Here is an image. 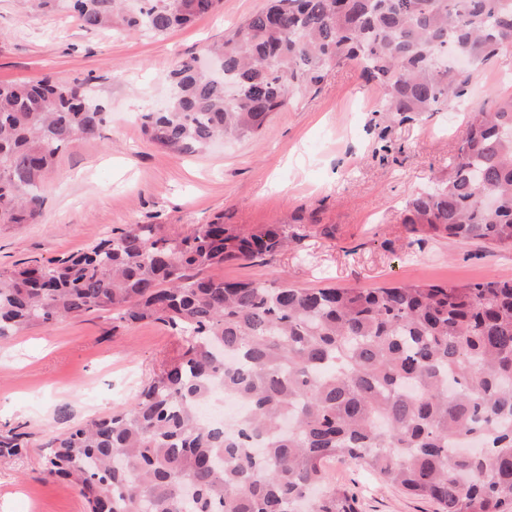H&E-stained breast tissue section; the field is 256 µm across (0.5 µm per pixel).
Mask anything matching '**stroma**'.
<instances>
[{
	"mask_svg": "<svg viewBox=\"0 0 512 512\" xmlns=\"http://www.w3.org/2000/svg\"><path fill=\"white\" fill-rule=\"evenodd\" d=\"M265 4L221 0L213 14L158 37L84 29L61 4L43 12L0 0V81L78 80L109 112L99 137L59 154L39 221L0 227L1 271L85 251L127 224H159L175 238L220 219L244 231L285 224L302 238L263 260L208 269L216 279L294 288L512 279V249L426 237L403 213L413 191L447 178L469 113L512 96V48L473 69L459 106L407 121L383 111V90L350 64L295 92L255 135L204 154L146 139L140 115L170 96L171 54L203 56ZM183 344L168 325H128L108 312L0 340V436L15 432L24 444L0 457V512H86L73 483L42 472L50 438L128 407ZM327 474L354 494L358 512H436L358 463L332 462Z\"/></svg>",
	"mask_w": 512,
	"mask_h": 512,
	"instance_id": "obj_1",
	"label": "stroma"
}]
</instances>
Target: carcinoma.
Returning a JSON list of instances; mask_svg holds the SVG:
<instances>
[{
    "label": "carcinoma",
    "instance_id": "obj_1",
    "mask_svg": "<svg viewBox=\"0 0 512 512\" xmlns=\"http://www.w3.org/2000/svg\"><path fill=\"white\" fill-rule=\"evenodd\" d=\"M219 0H68L87 30L165 35ZM512 48V0H271L197 57L173 62L152 144L196 152L250 136L289 95L354 63L402 119L453 105L476 66ZM84 83L0 82V225L34 224L59 152L107 122ZM490 191L496 205L479 202ZM413 231L512 249V96L471 117L448 179L414 192ZM286 225L128 224L88 251L0 272V339L105 311L162 322L186 346L127 409L53 437L43 462L88 512H357L326 464L360 463L438 512H512V279L379 288L225 282L202 271L273 256ZM215 381L246 400L201 418Z\"/></svg>",
    "mask_w": 512,
    "mask_h": 512
}]
</instances>
